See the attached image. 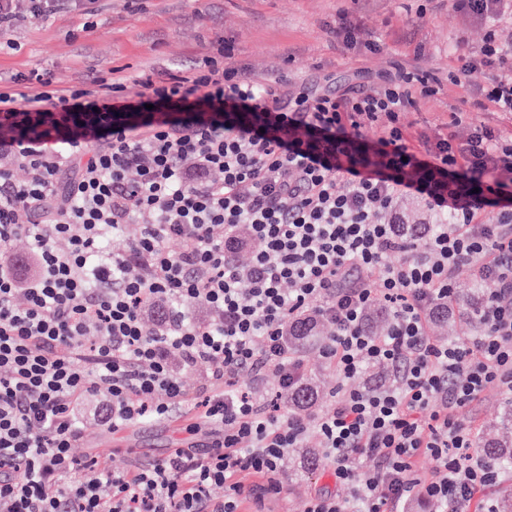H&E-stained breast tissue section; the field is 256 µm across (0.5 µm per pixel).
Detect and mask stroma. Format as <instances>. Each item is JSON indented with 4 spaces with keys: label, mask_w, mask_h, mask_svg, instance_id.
<instances>
[{
    "label": "stroma",
    "mask_w": 512,
    "mask_h": 512,
    "mask_svg": "<svg viewBox=\"0 0 512 512\" xmlns=\"http://www.w3.org/2000/svg\"><path fill=\"white\" fill-rule=\"evenodd\" d=\"M94 16L62 5L45 19L18 18L11 37L20 51L0 52V77L22 72L50 73L56 84L89 83L110 69L134 76L160 69H188L208 55L216 39L232 43L234 56L259 78L288 74L291 87L329 81L344 84L357 71L377 73L392 61L431 70L443 85L440 92L406 113L405 123L415 131L445 128L452 112L469 107L468 87L449 84L448 70L457 63L456 45L481 44L485 29L449 10L446 0H95ZM353 12L359 25L384 42L381 51L346 46L332 35L339 12ZM307 381L317 388L318 408L331 405L336 373L316 346L304 347ZM512 398L499 389L486 390L457 416L473 435L483 433ZM194 406L177 410L163 422L130 425L124 437L85 420L82 438L72 450L82 463V474L98 475L92 456L111 459L114 467L135 469L165 457L181 442L209 441L210 428L197 435L185 430ZM313 439L302 441L282 460V490L274 496V512H305L312 492H335L326 461L307 473L306 451Z\"/></svg>",
    "instance_id": "obj_1"
}]
</instances>
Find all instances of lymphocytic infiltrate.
Masks as SVG:
<instances>
[{
    "label": "lymphocytic infiltrate",
    "mask_w": 512,
    "mask_h": 512,
    "mask_svg": "<svg viewBox=\"0 0 512 512\" xmlns=\"http://www.w3.org/2000/svg\"><path fill=\"white\" fill-rule=\"evenodd\" d=\"M448 5L485 27L449 83L473 88L474 108L512 117V43L498 35L512 0ZM26 82L20 93L0 88V249L24 235L36 257L26 275L0 260L7 512H240L280 493L281 462L308 436L337 491L312 493L306 512H404L418 495L438 512H469L502 481L457 412L492 387L512 395L511 130L460 111L448 132L412 137L404 114L440 82L397 61L341 94H288L224 48L176 73ZM404 196L431 217L425 249L396 215ZM145 214L151 223L124 252L101 255L112 232ZM173 238L176 254L164 247ZM247 239L258 248L242 265ZM463 266L485 290L482 328L459 345L430 336L429 324ZM196 302L218 320L189 317ZM376 304L391 315L382 336L367 324ZM153 306L163 315L152 329L142 312ZM312 314L334 328L320 346L338 378L334 404L272 412L240 377L270 370L284 389L301 387L285 328ZM371 365L391 370L390 385L356 386ZM199 367L205 452L191 442L138 470L104 461L96 481L82 479L71 450L87 396L103 395L98 423L111 432L165 420L187 399L179 369ZM423 456L433 466L422 475ZM364 458L374 466L362 472Z\"/></svg>",
    "instance_id": "obj_1"
}]
</instances>
